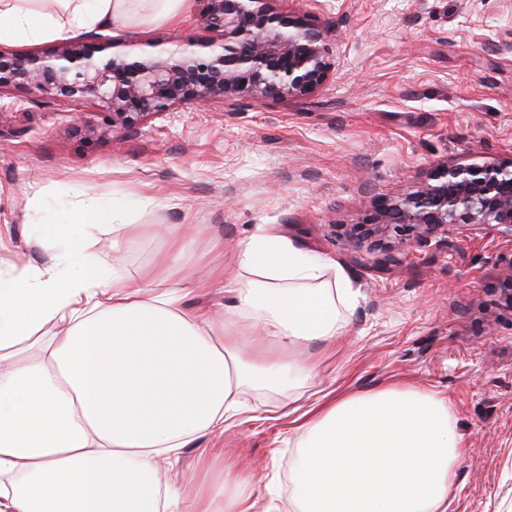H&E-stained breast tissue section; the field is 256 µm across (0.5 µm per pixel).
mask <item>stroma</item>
I'll return each instance as SVG.
<instances>
[{
	"label": "stroma",
	"mask_w": 512,
	"mask_h": 512,
	"mask_svg": "<svg viewBox=\"0 0 512 512\" xmlns=\"http://www.w3.org/2000/svg\"><path fill=\"white\" fill-rule=\"evenodd\" d=\"M329 32L335 68L315 93L241 96L178 106L134 128L86 139L39 93L0 95V268L43 266L39 241L97 192L137 230L120 246L90 227L89 259L108 277L144 284L184 243L183 263L204 272L220 248L264 228L336 261L360 296L346 334L317 376H281L244 388V414L223 434L162 460L189 512L197 492L219 489L238 453L256 482L252 512H288L294 457L289 403L315 391L410 386L447 398L466 448L448 512H512V313L500 308L512 236L466 226L425 241L354 247L374 202L399 196L436 165L512 159V0H284ZM202 8L163 23L110 29L114 43L173 48L203 36Z\"/></svg>",
	"instance_id": "35a3bbf8"
}]
</instances>
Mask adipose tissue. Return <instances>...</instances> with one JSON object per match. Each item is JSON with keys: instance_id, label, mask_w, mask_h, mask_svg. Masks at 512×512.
<instances>
[{"instance_id": "1", "label": "adipose tissue", "mask_w": 512, "mask_h": 512, "mask_svg": "<svg viewBox=\"0 0 512 512\" xmlns=\"http://www.w3.org/2000/svg\"><path fill=\"white\" fill-rule=\"evenodd\" d=\"M189 0H0V42H49L131 20L162 22ZM118 207L99 192L52 225L47 240H76L86 222L112 221ZM47 268L0 272V475L24 481L5 512H160L175 496L160 456L223 433L247 386L281 370L312 376L308 357L283 351L313 342L331 352L343 334L337 305L352 308L349 276L288 237L255 234L239 246V276L197 278L161 263L132 288L88 265L72 248ZM333 279H326L327 270ZM178 280L182 289H170ZM227 288L224 319L185 306L200 288ZM57 326L41 357L14 346ZM293 469L295 512H448L462 439L448 402L413 388L326 392L300 423ZM229 499L197 498L191 512H251L254 488L238 456L221 448Z\"/></svg>"}]
</instances>
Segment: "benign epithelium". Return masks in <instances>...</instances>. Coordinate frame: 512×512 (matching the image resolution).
I'll return each mask as SVG.
<instances>
[{
	"label": "benign epithelium",
	"instance_id": "obj_1",
	"mask_svg": "<svg viewBox=\"0 0 512 512\" xmlns=\"http://www.w3.org/2000/svg\"><path fill=\"white\" fill-rule=\"evenodd\" d=\"M197 23L211 32L175 49L152 45L103 55L112 39L62 43L48 54L0 50V93L38 91L59 105L98 113L87 137L131 129L176 105H201L242 94L297 98L329 79L328 31L279 0H202ZM495 224L512 235V160L443 163L394 199L380 200L366 234L394 232L418 241L459 226Z\"/></svg>",
	"mask_w": 512,
	"mask_h": 512
}]
</instances>
